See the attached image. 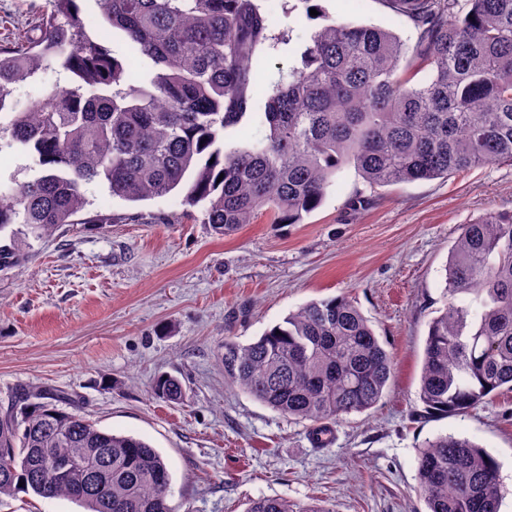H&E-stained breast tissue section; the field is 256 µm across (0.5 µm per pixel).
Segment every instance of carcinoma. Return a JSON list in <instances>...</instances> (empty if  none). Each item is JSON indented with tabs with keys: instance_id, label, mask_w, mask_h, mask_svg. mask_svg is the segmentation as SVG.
<instances>
[{
	"instance_id": "cac0c4a2",
	"label": "carcinoma",
	"mask_w": 512,
	"mask_h": 512,
	"mask_svg": "<svg viewBox=\"0 0 512 512\" xmlns=\"http://www.w3.org/2000/svg\"><path fill=\"white\" fill-rule=\"evenodd\" d=\"M0 44V133L40 168L0 201V265L28 238L55 234L87 206L83 187L139 202L184 191L202 223L229 236L256 215L300 224L343 164L369 188L446 178L512 163V0H381L417 32L413 59L393 31L334 20L316 29L301 65L269 95L259 141L227 147L247 114L257 52L271 19L258 0H98L130 46L125 60L87 36L78 0ZM153 62L143 70L141 59ZM48 68L72 75L54 108L19 110L17 85ZM424 70L426 80L413 84ZM165 106H160V102ZM444 304L428 324L420 400L432 415L460 414L512 388V211L464 224L444 267ZM224 376L256 401L321 429L383 398L391 358L347 296L310 302L243 345L222 346ZM154 395L182 399L181 381L155 377ZM74 453L94 471L55 478L54 456ZM416 478L428 512H499L500 467L474 442L426 441ZM67 497L84 512H173L161 454L103 430L50 390L20 397L0 416V497ZM247 512H332L274 497Z\"/></svg>"
}]
</instances>
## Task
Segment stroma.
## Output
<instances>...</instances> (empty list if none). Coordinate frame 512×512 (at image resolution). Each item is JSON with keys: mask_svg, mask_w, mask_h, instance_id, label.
I'll return each instance as SVG.
<instances>
[{"mask_svg": "<svg viewBox=\"0 0 512 512\" xmlns=\"http://www.w3.org/2000/svg\"><path fill=\"white\" fill-rule=\"evenodd\" d=\"M272 17L259 50L261 73L248 113L226 144L259 140L274 86L299 66L319 25L301 0H258ZM329 18L395 32L407 49L417 33L380 0H318ZM48 0H0V29L20 32ZM86 34L126 58L124 34L98 0H81ZM76 224L33 238L23 258L0 267V413L22 388L72 396L78 413L115 434L139 437L164 458L174 512H246L279 497L331 512H427L417 492L420 445L439 434L467 438L499 463L501 512H512V392L493 394L461 415L432 416L420 376L443 266L461 225L512 210V165L489 163L446 179L370 190L344 165L322 204L299 224L258 215L229 236L185 209L180 193L140 202L84 188ZM362 207H352L357 197ZM137 221H127V214ZM347 296L370 320L392 357L384 398L315 427L257 402L224 376L225 336L255 341L289 313ZM178 376L185 395L155 398L151 382Z\"/></svg>", "mask_w": 512, "mask_h": 512, "instance_id": "obj_1", "label": "stroma"}]
</instances>
